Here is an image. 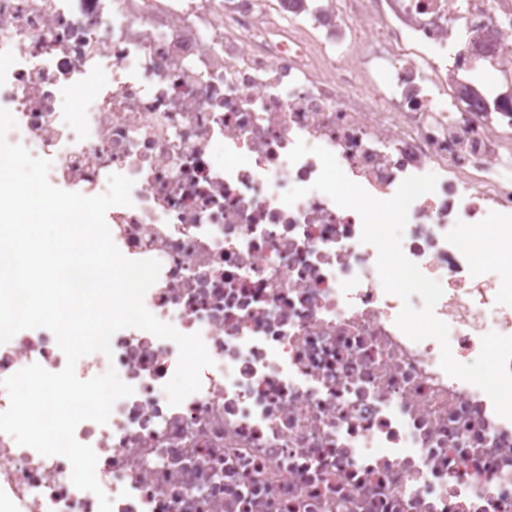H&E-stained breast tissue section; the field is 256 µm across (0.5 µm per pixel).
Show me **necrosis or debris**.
Segmentation results:
<instances>
[{
    "instance_id": "4bbe7bcc",
    "label": "necrosis or debris",
    "mask_w": 512,
    "mask_h": 512,
    "mask_svg": "<svg viewBox=\"0 0 512 512\" xmlns=\"http://www.w3.org/2000/svg\"><path fill=\"white\" fill-rule=\"evenodd\" d=\"M0 108L53 186L132 179L113 242L160 262L145 307L215 362L173 405L172 340L126 328L78 361L132 389L75 430L112 512H512V420L396 326L359 213L288 160L324 147L381 200L435 175L402 251L458 362L512 336V0H0ZM34 363L64 368L51 331L0 345V379ZM71 472L0 432V512H98Z\"/></svg>"
}]
</instances>
